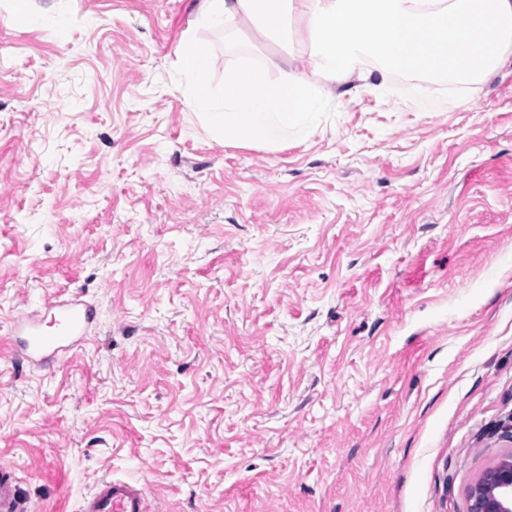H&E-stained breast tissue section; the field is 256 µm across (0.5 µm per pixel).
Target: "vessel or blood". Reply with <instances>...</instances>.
<instances>
[{"instance_id": "b4317fda", "label": "vessel or blood", "mask_w": 512, "mask_h": 512, "mask_svg": "<svg viewBox=\"0 0 512 512\" xmlns=\"http://www.w3.org/2000/svg\"><path fill=\"white\" fill-rule=\"evenodd\" d=\"M54 332L43 328L44 318L34 312L16 318L24 338L17 345L22 357L41 367L53 366L74 345L85 341L94 320L93 307L78 298L50 302ZM145 491L122 479L103 481L88 497L81 512H146ZM0 512H23L12 470L0 466Z\"/></svg>"}]
</instances>
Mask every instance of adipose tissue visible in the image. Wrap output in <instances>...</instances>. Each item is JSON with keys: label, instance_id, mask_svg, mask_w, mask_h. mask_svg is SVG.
<instances>
[{"label": "adipose tissue", "instance_id": "ef3b65f1", "mask_svg": "<svg viewBox=\"0 0 512 512\" xmlns=\"http://www.w3.org/2000/svg\"><path fill=\"white\" fill-rule=\"evenodd\" d=\"M202 0L197 23L232 27L244 20L287 38L286 20L300 14L311 53L278 80L268 65H245L216 92L208 81L210 47L187 35L177 48L190 79L198 120L225 141L277 150L290 132L323 122L337 92L353 82L383 88L397 72L428 80L450 76L476 85L512 59V0Z\"/></svg>", "mask_w": 512, "mask_h": 512}]
</instances>
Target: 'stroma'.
Listing matches in <instances>:
<instances>
[{
  "label": "stroma",
  "instance_id": "stroma-1",
  "mask_svg": "<svg viewBox=\"0 0 512 512\" xmlns=\"http://www.w3.org/2000/svg\"><path fill=\"white\" fill-rule=\"evenodd\" d=\"M0 0V466L25 512L106 479L148 512H468L512 452V60L485 84L395 74L285 148L194 115L243 58L310 52L200 27V0ZM73 295L56 366L12 321Z\"/></svg>",
  "mask_w": 512,
  "mask_h": 512
}]
</instances>
